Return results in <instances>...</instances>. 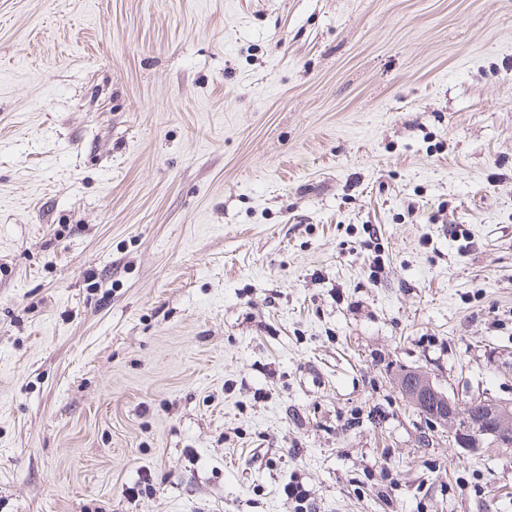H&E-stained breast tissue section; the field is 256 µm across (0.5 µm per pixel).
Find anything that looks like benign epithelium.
I'll return each instance as SVG.
<instances>
[{
	"mask_svg": "<svg viewBox=\"0 0 512 512\" xmlns=\"http://www.w3.org/2000/svg\"><path fill=\"white\" fill-rule=\"evenodd\" d=\"M407 395L419 409H441L449 418L463 416V426L469 434L467 446L478 445L483 436H491L496 441L512 446V404L500 403L484 398H473L469 407L477 409L472 413L462 411L458 405L447 399L440 391L425 381L415 378L410 381Z\"/></svg>",
	"mask_w": 512,
	"mask_h": 512,
	"instance_id": "7a95c632",
	"label": "benign epithelium"
}]
</instances>
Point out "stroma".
Segmentation results:
<instances>
[{"mask_svg":"<svg viewBox=\"0 0 512 512\" xmlns=\"http://www.w3.org/2000/svg\"><path fill=\"white\" fill-rule=\"evenodd\" d=\"M409 371L512 403V0H0V512H512Z\"/></svg>","mask_w":512,"mask_h":512,"instance_id":"obj_1","label":"stroma"}]
</instances>
